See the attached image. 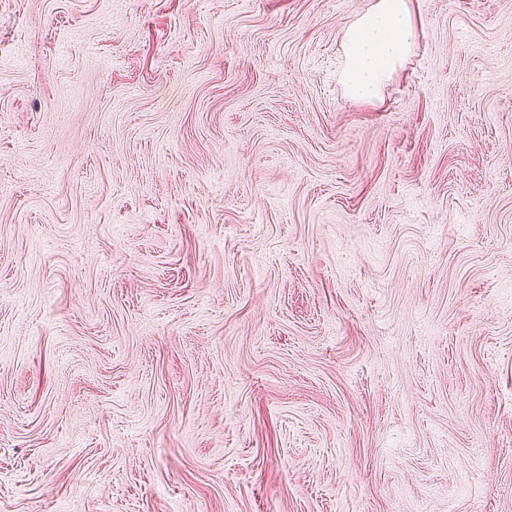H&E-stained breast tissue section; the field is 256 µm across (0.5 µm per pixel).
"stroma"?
Wrapping results in <instances>:
<instances>
[{"label":"stroma","mask_w":512,"mask_h":512,"mask_svg":"<svg viewBox=\"0 0 512 512\" xmlns=\"http://www.w3.org/2000/svg\"><path fill=\"white\" fill-rule=\"evenodd\" d=\"M0 0V512H512V0ZM409 0H376L344 35L346 63L339 81L356 100H372L414 47Z\"/></svg>","instance_id":"35a3bbf8"}]
</instances>
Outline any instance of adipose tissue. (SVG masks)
I'll return each instance as SVG.
<instances>
[{"instance_id":"obj_1","label":"adipose tissue","mask_w":512,"mask_h":512,"mask_svg":"<svg viewBox=\"0 0 512 512\" xmlns=\"http://www.w3.org/2000/svg\"><path fill=\"white\" fill-rule=\"evenodd\" d=\"M414 38L409 0H374L344 35L346 63L339 80L346 94L356 100L378 98L411 53Z\"/></svg>"}]
</instances>
